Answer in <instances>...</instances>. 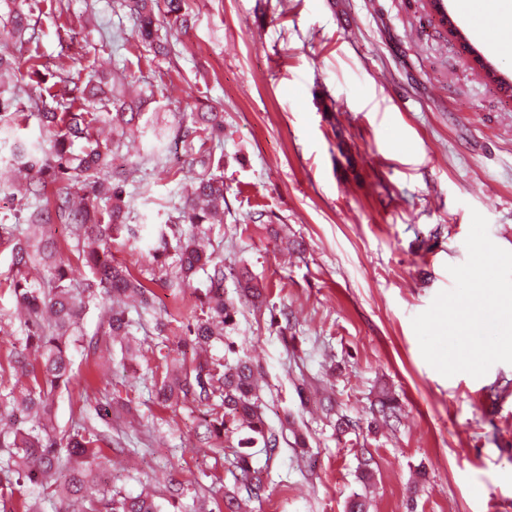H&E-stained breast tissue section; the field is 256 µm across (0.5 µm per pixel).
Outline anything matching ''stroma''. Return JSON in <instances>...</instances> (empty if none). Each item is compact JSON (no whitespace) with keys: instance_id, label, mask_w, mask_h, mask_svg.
Wrapping results in <instances>:
<instances>
[{"instance_id":"stroma-1","label":"stroma","mask_w":512,"mask_h":512,"mask_svg":"<svg viewBox=\"0 0 512 512\" xmlns=\"http://www.w3.org/2000/svg\"><path fill=\"white\" fill-rule=\"evenodd\" d=\"M67 24L47 11L40 61L71 72L125 68L129 81L165 84L163 112L213 105L224 111V223L214 232L225 266L245 264L268 283L261 308L241 306L230 333L238 355L258 364L265 415L289 420L299 442L273 455L255 449L269 485L254 512H512V365L479 378L443 376L423 358L412 319L452 289L463 264L472 211L490 239L512 251V97L475 66L441 26L428 0H189L187 33L173 52L142 58L134 26L115 0H63ZM469 43L512 79V51L445 0ZM39 138L36 119L0 132V223L19 210L10 185L14 136ZM179 185L152 180L130 189L139 238L112 243L115 261L149 278L153 306L125 358L120 344L73 351V378L58 394L54 425L68 432L84 405L146 397L158 363L180 356L182 322L158 336L167 313H190L197 279L173 289L152 279V249ZM264 213V227L253 221ZM297 243L284 261L266 225ZM287 322V335L278 332ZM388 390L397 420L374 433H338L322 406L370 419ZM139 424L112 422L119 456L104 466L108 488L151 485L166 503L169 480L193 488L228 460L201 447L203 408L139 406ZM371 457L369 477L360 464Z\"/></svg>"}]
</instances>
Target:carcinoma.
<instances>
[{"mask_svg":"<svg viewBox=\"0 0 512 512\" xmlns=\"http://www.w3.org/2000/svg\"><path fill=\"white\" fill-rule=\"evenodd\" d=\"M0 18L20 47L35 59L32 44L39 33L31 23L36 0H0ZM116 7L136 28L142 46L154 56H167L171 48L168 29L186 32L192 24L189 0H117ZM56 81L28 97L29 116L46 134L42 143L16 137L11 165L24 172L14 195L24 200V225L0 224V244L11 252L4 283L23 311L20 345L11 352L0 372L15 379L0 390V512H40L41 497L50 496L58 512H71L78 499L87 502L84 512H159L154 499L140 493L127 495L101 484L98 460H112L111 408L96 410L98 423L83 422L59 435L53 424L56 393L72 377L71 347L80 341L81 326L90 305L105 296V335L125 342V355L137 356L127 343L141 326L131 312L148 310V285L125 265L112 258V241L136 237L129 223L130 200L125 186L140 172L141 163L122 153L125 141L150 128L159 141L184 144L190 151L189 181L168 214L167 230L159 233L153 261L170 288L199 274L203 288L194 304L196 313L185 326L184 345L192 358L162 356L164 372L154 381L148 401L168 408L192 399L211 407L205 421L203 443L219 452V440L244 433L238 440L229 473L233 484L225 492L227 508L238 512L240 495L261 500L268 473L255 467L246 448L275 453L285 440L288 422L269 425L260 399L261 372L246 356L222 362L203 359L200 353L224 336L235 323L236 304L224 297V282L231 278L241 295L254 303L263 301L267 284L245 266L224 267L217 259L210 236L212 226L224 223V163L215 158L207 142L224 137V113L213 108L180 113L171 123L149 112L155 91L127 100L122 94V74H79L60 68ZM21 88L0 83V123L14 121L11 112ZM67 224L73 235L69 251L76 258L63 259L60 245L44 229ZM84 269L81 287L74 285V266ZM396 405L384 396L373 408L383 422L395 417Z\"/></svg>","mask_w":512,"mask_h":512,"instance_id":"carcinoma-1","label":"carcinoma"}]
</instances>
